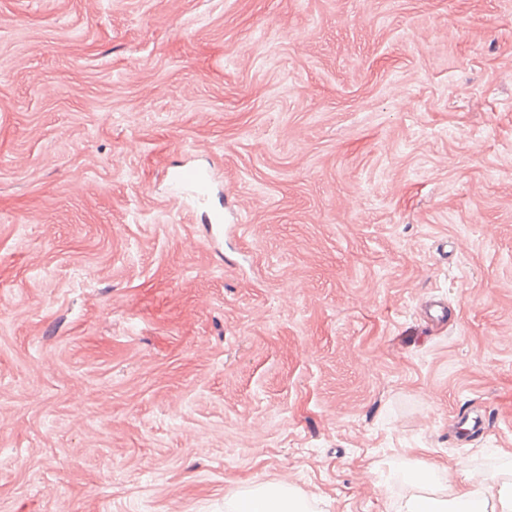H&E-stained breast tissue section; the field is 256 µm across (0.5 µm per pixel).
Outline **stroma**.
Segmentation results:
<instances>
[{
  "mask_svg": "<svg viewBox=\"0 0 512 512\" xmlns=\"http://www.w3.org/2000/svg\"><path fill=\"white\" fill-rule=\"evenodd\" d=\"M420 461L512 473V0H0V512ZM175 181L182 187L193 188L197 191L200 200L205 199L206 177L195 167H184L175 173Z\"/></svg>",
  "mask_w": 512,
  "mask_h": 512,
  "instance_id": "obj_1",
  "label": "stroma"
}]
</instances>
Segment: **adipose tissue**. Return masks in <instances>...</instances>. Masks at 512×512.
Listing matches in <instances>:
<instances>
[{
	"label": "adipose tissue",
	"instance_id": "1",
	"mask_svg": "<svg viewBox=\"0 0 512 512\" xmlns=\"http://www.w3.org/2000/svg\"><path fill=\"white\" fill-rule=\"evenodd\" d=\"M407 480L415 495L401 512H512V480L490 483L464 470L448 476L435 464L422 462L410 470ZM304 499L282 486H260L251 494L244 512H306Z\"/></svg>",
	"mask_w": 512,
	"mask_h": 512
}]
</instances>
